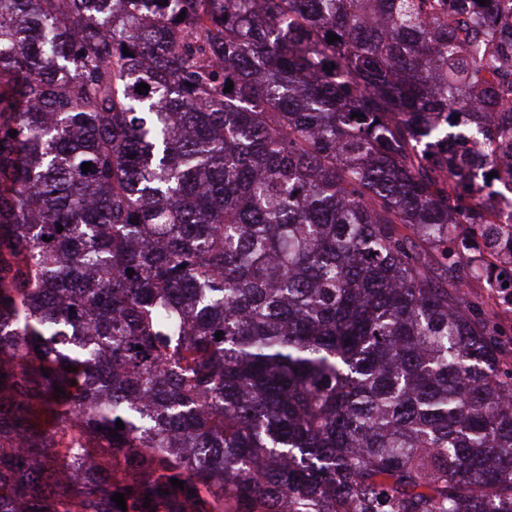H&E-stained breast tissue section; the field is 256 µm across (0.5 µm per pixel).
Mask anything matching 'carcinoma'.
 <instances>
[{
  "label": "carcinoma",
  "instance_id": "obj_1",
  "mask_svg": "<svg viewBox=\"0 0 512 512\" xmlns=\"http://www.w3.org/2000/svg\"><path fill=\"white\" fill-rule=\"evenodd\" d=\"M508 192L512 0H0V512H512Z\"/></svg>",
  "mask_w": 512,
  "mask_h": 512
}]
</instances>
